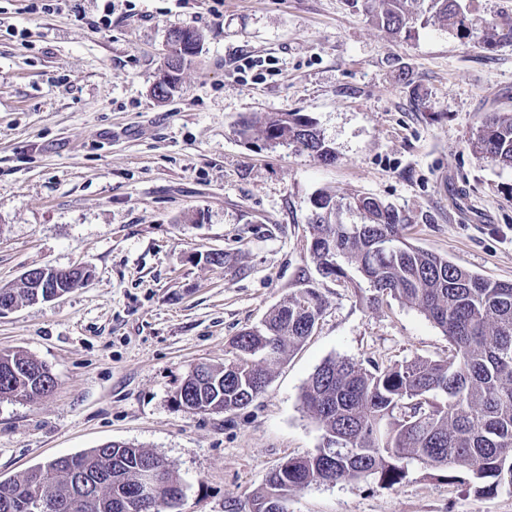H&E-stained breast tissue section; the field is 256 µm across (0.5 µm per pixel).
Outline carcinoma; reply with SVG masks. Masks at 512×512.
Returning <instances> with one entry per match:
<instances>
[{
	"label": "carcinoma",
	"mask_w": 512,
	"mask_h": 512,
	"mask_svg": "<svg viewBox=\"0 0 512 512\" xmlns=\"http://www.w3.org/2000/svg\"><path fill=\"white\" fill-rule=\"evenodd\" d=\"M370 21L399 35L413 20L423 26L456 24L490 30L492 50L512 43V21L497 23L463 11L460 0H428L413 14L408 0H354ZM261 130L266 140L294 147L324 161L335 159L313 119L301 112L245 117L238 132ZM475 153L512 169V112L485 116L473 141ZM310 253L324 277L345 275L352 265L381 293L417 306L453 346L444 359H414L367 369L347 358L325 361L302 391L303 407L322 430L316 452L292 457L275 468L263 487L239 502L237 512H271L313 482L378 479L384 486L403 480L412 460L452 468L469 477L475 492L497 493L512 486V282L494 281L408 241L409 218L370 197L343 201L321 193L313 200ZM356 211L360 224L337 221ZM47 278L69 292L82 285L74 269ZM35 298L33 288H0V304L19 306ZM318 289L302 288L273 309L261 325L241 332L232 357L222 366L188 373L176 392L179 406L232 412L263 393L269 366L299 348L322 316ZM55 378L22 351L0 353V396H47ZM150 462L162 467L156 499L146 512H179L182 483L156 454L121 441L39 464L23 475L0 480V512H29L39 498L49 512H129L127 497Z\"/></svg>",
	"instance_id": "carcinoma-1"
}]
</instances>
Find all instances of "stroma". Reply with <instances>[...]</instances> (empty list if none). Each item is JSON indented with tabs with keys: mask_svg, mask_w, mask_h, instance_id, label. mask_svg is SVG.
I'll return each mask as SVG.
<instances>
[{
	"mask_svg": "<svg viewBox=\"0 0 512 512\" xmlns=\"http://www.w3.org/2000/svg\"><path fill=\"white\" fill-rule=\"evenodd\" d=\"M198 54L167 99L168 36ZM441 25L393 36L349 0H0V288L31 268L90 274L61 298L0 313V352L45 364L53 392L0 398V480L123 441L168 459L182 512H231L322 431L302 390L326 360L363 367L448 356L414 305L319 274L312 201L370 196L410 218L412 244L512 282V169L471 142L512 112V45ZM312 117L335 160L242 138L241 116ZM220 252L224 262L210 263ZM324 312L270 367L266 391L229 413L179 407L199 363L299 289ZM289 512H512L411 461L399 484L313 483Z\"/></svg>",
	"mask_w": 512,
	"mask_h": 512,
	"instance_id": "1",
	"label": "stroma"
}]
</instances>
